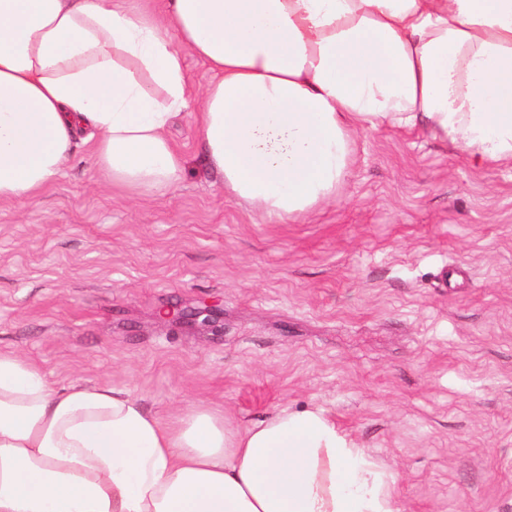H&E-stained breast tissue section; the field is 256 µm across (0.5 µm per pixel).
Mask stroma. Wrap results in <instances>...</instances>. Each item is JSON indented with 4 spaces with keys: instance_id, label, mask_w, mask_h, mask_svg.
Segmentation results:
<instances>
[{
    "instance_id": "1",
    "label": "stroma",
    "mask_w": 512,
    "mask_h": 512,
    "mask_svg": "<svg viewBox=\"0 0 512 512\" xmlns=\"http://www.w3.org/2000/svg\"><path fill=\"white\" fill-rule=\"evenodd\" d=\"M170 137L173 186L113 185L80 145L0 203V352L163 416L319 406L401 512H512V165L365 132L334 203L263 224L207 169L194 112ZM205 303L208 325L161 315Z\"/></svg>"
}]
</instances>
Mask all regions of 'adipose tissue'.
Instances as JSON below:
<instances>
[{
	"instance_id": "obj_1",
	"label": "adipose tissue",
	"mask_w": 512,
	"mask_h": 512,
	"mask_svg": "<svg viewBox=\"0 0 512 512\" xmlns=\"http://www.w3.org/2000/svg\"><path fill=\"white\" fill-rule=\"evenodd\" d=\"M210 82L189 86L185 54ZM197 114L207 167L262 221L336 198L358 133L425 126L512 164V0H0V202L34 197L78 142L131 190L177 183ZM0 512H398L323 409L241 427L57 386L0 353Z\"/></svg>"
}]
</instances>
